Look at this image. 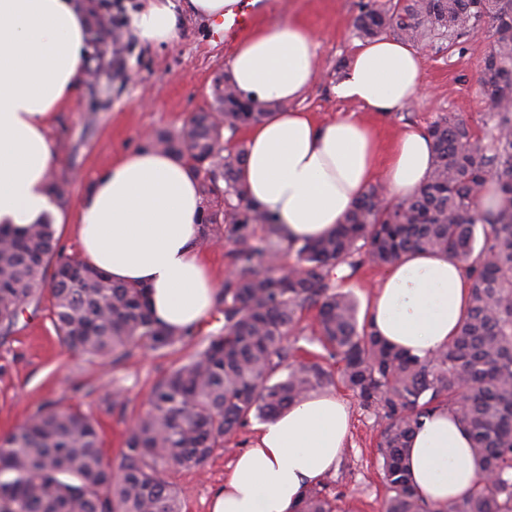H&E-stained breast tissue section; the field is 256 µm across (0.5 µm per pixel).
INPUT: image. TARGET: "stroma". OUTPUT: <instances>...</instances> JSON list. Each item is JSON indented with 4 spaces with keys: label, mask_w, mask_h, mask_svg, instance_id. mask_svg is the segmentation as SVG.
Instances as JSON below:
<instances>
[{
    "label": "stroma",
    "mask_w": 512,
    "mask_h": 512,
    "mask_svg": "<svg viewBox=\"0 0 512 512\" xmlns=\"http://www.w3.org/2000/svg\"><path fill=\"white\" fill-rule=\"evenodd\" d=\"M360 0H263L255 22L296 18L313 32L318 74L298 106L317 122L341 115L365 118L390 145L409 127L428 128L440 115L455 114L483 131L492 111L479 82L485 57L495 44L490 23L458 38L453 46L422 43L424 93L398 115L384 117L340 98L352 52L360 39L353 28ZM144 0H94L121 53L93 46L90 81L57 113L51 136L57 157L51 179H67L69 196L59 207V245L77 256L79 206L96 175L125 152L145 145L158 131L178 132L195 112L208 109L215 77L225 73L232 46L208 21L181 12L176 40L150 45L136 35L132 20ZM197 349L190 343L169 350L132 348L117 365L68 353L45 309L27 307L7 335L0 336V439L13 432L44 401L91 414L99 424L108 458L118 460L129 427L147 408L152 386ZM349 411V436L336 468L321 484L335 497L339 512H380L385 490L378 475L380 420L360 406L353 393L335 386ZM258 418L228 437L204 469L173 468L165 478L180 491L185 512H208L212 492L224 482L235 457L252 447Z\"/></svg>",
    "instance_id": "35a3bbf8"
}]
</instances>
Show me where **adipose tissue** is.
Listing matches in <instances>:
<instances>
[{"label": "adipose tissue", "instance_id": "1", "mask_svg": "<svg viewBox=\"0 0 512 512\" xmlns=\"http://www.w3.org/2000/svg\"><path fill=\"white\" fill-rule=\"evenodd\" d=\"M91 15L87 0H0V223L24 226L49 211L56 159L50 128L86 75ZM140 39L170 42L179 18L172 0H150L133 20ZM236 90L268 102L301 97L317 77L316 43L301 22L254 28L229 58ZM339 96L378 114L397 112L422 93L418 53L392 38L361 45ZM433 167L431 140L407 129L381 156L375 129L353 117L319 123L310 113L277 111L247 134L242 178L249 198L275 214L286 240L326 237L343 224L373 179L389 199L410 198ZM203 210L188 166L141 147L94 179L77 215L79 256L113 280L149 288L155 319L176 330L201 324L218 288L198 246ZM463 264L436 251L402 255L368 310L388 344L420 358L447 346L469 304ZM348 431L334 393H313L261 425L252 448L213 493L210 512H294L302 494L333 468ZM406 465L421 499L442 506L468 496L479 464L466 430L447 409L425 417Z\"/></svg>", "mask_w": 512, "mask_h": 512}]
</instances>
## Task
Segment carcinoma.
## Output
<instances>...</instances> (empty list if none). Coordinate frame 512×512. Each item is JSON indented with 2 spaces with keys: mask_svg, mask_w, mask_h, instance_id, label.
Here are the masks:
<instances>
[{
  "mask_svg": "<svg viewBox=\"0 0 512 512\" xmlns=\"http://www.w3.org/2000/svg\"><path fill=\"white\" fill-rule=\"evenodd\" d=\"M487 18L495 34L482 72L495 108L488 144L465 121L438 118L428 127L435 160L423 187L397 203L370 186L327 237L285 240L278 218L249 199L241 180L245 151L233 144L237 133L286 104L246 101L226 76L213 85L211 111L191 114L177 135L152 136L154 147L203 176V194L218 200L200 225L201 237L232 244L231 276L218 295L224 326L153 386L116 467L91 415L38 405L0 442V512H183L164 468L202 470L251 416L270 421L337 384L382 422L380 512H512V0H383L361 5L354 27L363 39L392 33L413 44H451ZM489 180L501 196L494 213L479 207ZM416 250L460 260L471 282L456 336L427 359L380 339L336 273L344 264L351 278L366 264L386 266ZM286 251L293 261L284 260ZM146 293L63 256L49 217L0 224V329L45 299L61 343L105 363L138 345L157 351L191 343L195 330L159 324ZM309 310L316 323L307 342L325 355L300 359L301 315ZM326 356L336 371L323 365ZM440 407L469 431L481 475L469 496L435 508L410 486L405 450L421 418ZM296 512H337L336 500L312 487Z\"/></svg>",
  "mask_w": 512,
  "mask_h": 512,
  "instance_id": "1",
  "label": "carcinoma"
}]
</instances>
